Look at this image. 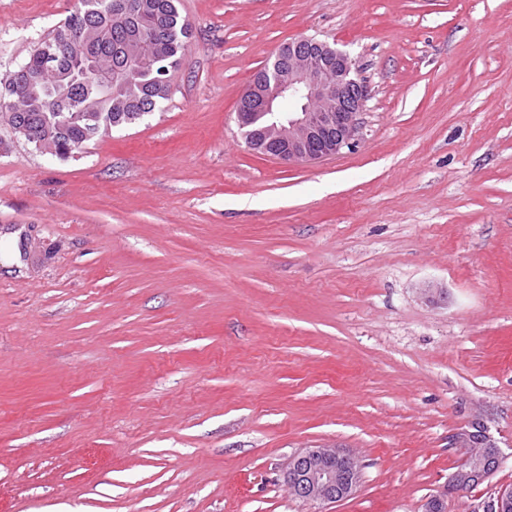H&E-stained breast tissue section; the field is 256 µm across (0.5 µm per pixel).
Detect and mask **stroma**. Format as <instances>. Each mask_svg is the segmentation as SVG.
<instances>
[{
	"instance_id": "1",
	"label": "stroma",
	"mask_w": 512,
	"mask_h": 512,
	"mask_svg": "<svg viewBox=\"0 0 512 512\" xmlns=\"http://www.w3.org/2000/svg\"><path fill=\"white\" fill-rule=\"evenodd\" d=\"M74 0H0V75ZM190 53L59 159L0 116V512H483L512 487V0H179ZM350 54L356 148L285 162L236 108L281 45ZM500 442L448 488L455 433ZM355 454L294 498L293 456ZM286 481L299 499L337 502L353 494L360 468L354 456L339 448H307L290 461Z\"/></svg>"
}]
</instances>
